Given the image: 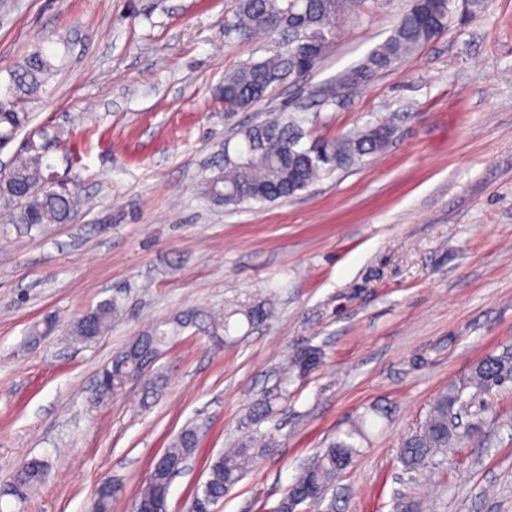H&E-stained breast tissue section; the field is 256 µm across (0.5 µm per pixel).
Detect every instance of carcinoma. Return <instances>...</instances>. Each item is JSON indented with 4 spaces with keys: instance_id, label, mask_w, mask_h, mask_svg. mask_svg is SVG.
Segmentation results:
<instances>
[{
    "instance_id": "obj_1",
    "label": "carcinoma",
    "mask_w": 512,
    "mask_h": 512,
    "mask_svg": "<svg viewBox=\"0 0 512 512\" xmlns=\"http://www.w3.org/2000/svg\"><path fill=\"white\" fill-rule=\"evenodd\" d=\"M359 0H239L229 20L231 30L240 39L258 32L281 38L273 55L247 63L224 76V111L231 114L253 109L268 100L278 87L308 74L322 59L338 35L341 23L356 11ZM451 0H410L391 34L373 48L363 61L352 67L340 80L343 86H366L374 76L396 67L406 57L434 40L448 28ZM57 54L46 47H35L9 72L7 101L0 104V149L8 147L21 132H26L24 145L12 155L8 169L0 170V236L11 231L46 236L57 224L72 220L69 196L48 182L53 165L48 162L49 146L61 142L64 132L32 127L31 112L41 99L49 81L58 71ZM308 118L283 110L261 122L242 127L235 156L224 155V167L205 182L204 193L214 203L224 206L243 203H266L284 200L307 189L333 171L351 166L366 156L383 151L388 145L393 126L380 121L358 136L345 135L321 148L326 156L311 163L297 157L306 136ZM122 314V305L108 297L68 326L67 334L77 343H90L107 333L112 322ZM272 303L262 300L244 309L209 313L189 309L171 321H161L134 338L116 353L99 372L97 387L90 403L121 392L129 380L142 378L146 393L154 394L165 384L160 373L144 374L148 360L161 354L185 329L195 327L207 333L212 342L222 345L231 337L240 315L250 326L269 319ZM321 362L315 347L295 350L289 366L253 401L244 425L253 430L274 417L288 402L289 387L307 377ZM512 382V350L490 354L473 365L460 382L448 386L434 399L425 420L405 436L398 448L397 459L404 469L420 472L442 464L448 445L460 443L464 434L455 423L457 411L473 404L480 394L498 392ZM367 438V415L338 434L307 465L278 501L274 512H296V498L310 490L313 495L302 503L314 505L329 486L359 455ZM198 431L189 424L173 438L156 461L153 471L139 494L135 507L140 512H167V494L172 473L189 459L198 446ZM272 440L270 433L246 438L225 449L209 465L208 478L197 489L196 496L220 501L253 467L257 457ZM45 464L32 459L14 474L10 484L0 489L20 502L45 479ZM117 488L102 483L91 500L88 512H111Z\"/></svg>"
}]
</instances>
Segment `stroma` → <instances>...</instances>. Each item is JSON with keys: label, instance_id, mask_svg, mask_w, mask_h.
<instances>
[{"label": "stroma", "instance_id": "stroma-1", "mask_svg": "<svg viewBox=\"0 0 512 512\" xmlns=\"http://www.w3.org/2000/svg\"><path fill=\"white\" fill-rule=\"evenodd\" d=\"M408 0H362L302 82L226 116L224 76L275 40L227 31L236 0H0V81L34 46L63 39L59 70L33 108L67 133L49 160L74 188L71 223L0 243V487L20 464H48L25 502L0 512H87L119 486L131 512L190 422L199 444L172 481L168 512H188L208 465L241 440L256 395L293 350L319 368L261 431L272 445L217 512H272L300 467L367 408L368 440L308 512H512V389L471 407L478 429L421 474L395 460L434 397L512 347V0H453L447 32L369 85L336 79L390 34ZM306 110L305 144L391 119L386 149L264 207L214 204L203 186L224 143L260 111ZM122 316L72 345L70 321L108 297ZM269 298L272 319L213 345L189 328L138 382L90 405L98 372L130 339L189 308ZM55 317L50 335L30 327Z\"/></svg>", "mask_w": 512, "mask_h": 512}]
</instances>
